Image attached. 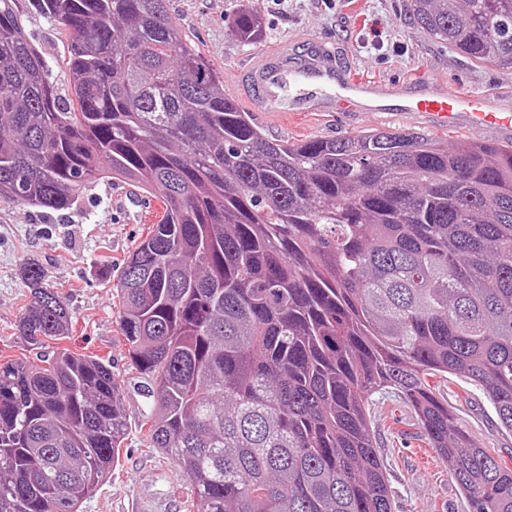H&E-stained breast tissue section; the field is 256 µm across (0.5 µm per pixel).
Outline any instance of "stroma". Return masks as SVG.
Listing matches in <instances>:
<instances>
[{
    "label": "stroma",
    "mask_w": 512,
    "mask_h": 512,
    "mask_svg": "<svg viewBox=\"0 0 512 512\" xmlns=\"http://www.w3.org/2000/svg\"><path fill=\"white\" fill-rule=\"evenodd\" d=\"M248 9L257 11L262 32L253 42L243 43L228 24L236 13ZM167 10L182 39L224 81L246 61L284 42L318 40L334 47L363 78L417 79L512 96V68L475 65L431 39L410 19L408 0H167ZM22 23L60 94H67L61 62L68 54V34L34 11L26 12ZM235 101L271 140L340 138L371 129L414 132L451 142L482 138L465 126L442 129L390 112H292L284 117L255 108L243 90ZM122 188L118 181L99 183L64 211L0 201V359L35 364L59 351L108 359L123 390L127 434L118 463L84 500L80 512H187L192 486L169 456L147 446L140 431L151 404L128 369V345L121 333L113 285L123 259L146 227L128 223L123 214L113 211L112 197ZM31 258L44 264L72 312L68 336L39 348L28 345L17 331L29 297L19 269ZM434 384L480 445L512 462V432L501 427L482 387L459 376L438 378ZM368 412L394 512H467L449 463L427 447L415 413L399 393L391 389L375 393Z\"/></svg>",
    "instance_id": "1"
}]
</instances>
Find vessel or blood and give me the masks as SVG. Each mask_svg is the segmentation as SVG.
I'll return each mask as SVG.
<instances>
[{
	"instance_id": "obj_1",
	"label": "vessel or blood",
	"mask_w": 512,
	"mask_h": 512,
	"mask_svg": "<svg viewBox=\"0 0 512 512\" xmlns=\"http://www.w3.org/2000/svg\"><path fill=\"white\" fill-rule=\"evenodd\" d=\"M249 100L265 112H394L440 127L460 124L512 141V109L479 91L414 81L387 83L354 75L335 52L309 41L305 51L285 44L254 58L239 73Z\"/></svg>"
}]
</instances>
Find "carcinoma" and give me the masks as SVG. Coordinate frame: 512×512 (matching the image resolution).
Returning <instances> with one entry per match:
<instances>
[{
	"instance_id": "cac0c4a2",
	"label": "carcinoma",
	"mask_w": 512,
	"mask_h": 512,
	"mask_svg": "<svg viewBox=\"0 0 512 512\" xmlns=\"http://www.w3.org/2000/svg\"><path fill=\"white\" fill-rule=\"evenodd\" d=\"M68 30L62 97L28 41ZM431 38L512 68V0H410ZM231 32L261 33L239 12ZM163 216L117 283L129 369L194 512H393L366 406L385 388L451 462L468 512H512V466L430 379L476 382L512 432V145L373 129L272 141L177 32L166 0H0V199L51 210L101 182ZM31 346L71 312L30 259ZM127 423L103 359L0 362V512H75Z\"/></svg>"
}]
</instances>
